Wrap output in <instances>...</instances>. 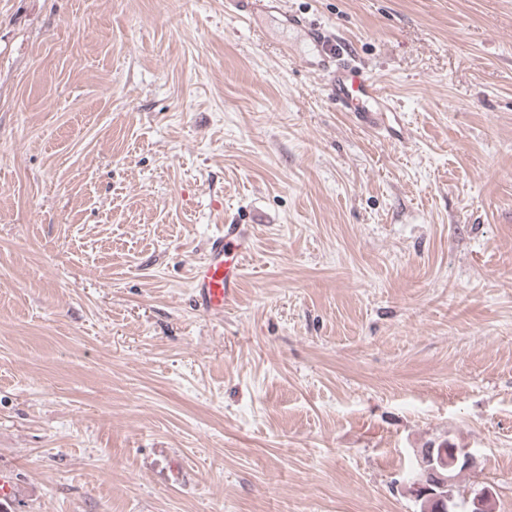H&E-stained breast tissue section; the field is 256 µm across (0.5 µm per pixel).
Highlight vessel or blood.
Masks as SVG:
<instances>
[{
  "label": "vessel or blood",
  "mask_w": 512,
  "mask_h": 512,
  "mask_svg": "<svg viewBox=\"0 0 512 512\" xmlns=\"http://www.w3.org/2000/svg\"><path fill=\"white\" fill-rule=\"evenodd\" d=\"M307 36L314 46L310 66L326 80L331 96L342 111L375 126L378 113L388 111L386 98L346 44L318 25H309ZM251 249L248 229L242 224L224 225L208 240L207 256L195 269L192 289L200 308L223 315L224 306L241 278V259Z\"/></svg>",
  "instance_id": "vessel-or-blood-1"
}]
</instances>
